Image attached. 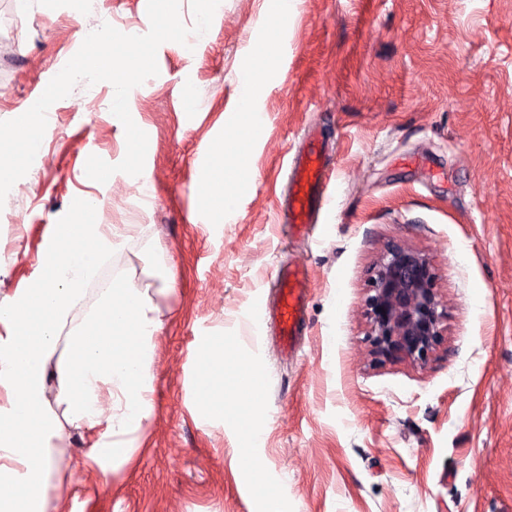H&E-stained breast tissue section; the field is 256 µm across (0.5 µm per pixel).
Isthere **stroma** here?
I'll list each match as a JSON object with an SVG mask.
<instances>
[{
    "label": "stroma",
    "mask_w": 512,
    "mask_h": 512,
    "mask_svg": "<svg viewBox=\"0 0 512 512\" xmlns=\"http://www.w3.org/2000/svg\"><path fill=\"white\" fill-rule=\"evenodd\" d=\"M147 0H0V121L26 112L102 23L142 35ZM222 0L210 30L157 51L129 95L148 136L141 182L89 179L125 156L110 83L78 82L47 112L40 151L0 205V280L23 288L84 203L112 227V262L159 311L152 409L132 451L101 466L73 440L57 512H512V0ZM263 72V121L239 135L238 78ZM319 129L329 203L305 239L278 221L291 158ZM239 142L252 189L214 213L204 159ZM427 256L447 346L426 364L370 355L374 268ZM310 272L296 356L266 313L279 265ZM246 360L262 411L245 442L203 407L202 355Z\"/></svg>",
    "instance_id": "stroma-1"
}]
</instances>
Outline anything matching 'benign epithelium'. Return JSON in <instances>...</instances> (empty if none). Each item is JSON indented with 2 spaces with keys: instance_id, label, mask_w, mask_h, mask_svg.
<instances>
[{
  "instance_id": "7a95c632",
  "label": "benign epithelium",
  "mask_w": 512,
  "mask_h": 512,
  "mask_svg": "<svg viewBox=\"0 0 512 512\" xmlns=\"http://www.w3.org/2000/svg\"><path fill=\"white\" fill-rule=\"evenodd\" d=\"M366 306L371 352L378 359L424 364L446 341L447 312L435 269L409 247L393 245L381 256Z\"/></svg>"
}]
</instances>
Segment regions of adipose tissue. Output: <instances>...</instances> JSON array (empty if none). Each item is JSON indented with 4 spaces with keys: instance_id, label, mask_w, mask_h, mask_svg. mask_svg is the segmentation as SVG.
Masks as SVG:
<instances>
[{
    "instance_id": "adipose-tissue-1",
    "label": "adipose tissue",
    "mask_w": 512,
    "mask_h": 512,
    "mask_svg": "<svg viewBox=\"0 0 512 512\" xmlns=\"http://www.w3.org/2000/svg\"><path fill=\"white\" fill-rule=\"evenodd\" d=\"M111 253V225H60L38 258L43 275L0 303V512H47L49 477L71 434L96 431L90 458L115 461L150 416L151 340L162 323L147 296L115 284L80 324L71 318ZM243 370L225 362L216 338L202 370L208 410L224 411V380Z\"/></svg>"
}]
</instances>
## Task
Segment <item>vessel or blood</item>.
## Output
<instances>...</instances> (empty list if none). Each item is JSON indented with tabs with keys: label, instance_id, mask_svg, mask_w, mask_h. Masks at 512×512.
<instances>
[{
	"label": "vessel or blood",
	"instance_id": "1",
	"mask_svg": "<svg viewBox=\"0 0 512 512\" xmlns=\"http://www.w3.org/2000/svg\"><path fill=\"white\" fill-rule=\"evenodd\" d=\"M328 161L321 148L312 146L298 155L288 179V205L286 222L292 232L308 234L316 214L326 205L325 178ZM308 279L306 266L279 268L273 280L278 293L277 317L280 336L285 349L295 347V337L300 328L305 305V285Z\"/></svg>",
	"mask_w": 512,
	"mask_h": 512
}]
</instances>
